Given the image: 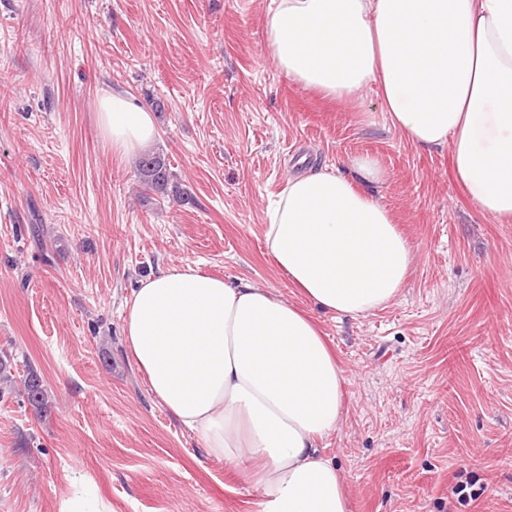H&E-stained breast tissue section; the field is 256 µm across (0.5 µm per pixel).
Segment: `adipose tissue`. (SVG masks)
Listing matches in <instances>:
<instances>
[{"mask_svg":"<svg viewBox=\"0 0 512 512\" xmlns=\"http://www.w3.org/2000/svg\"><path fill=\"white\" fill-rule=\"evenodd\" d=\"M266 40L304 88L359 99L378 86L391 126L413 145L449 148L469 199L512 220V0H271ZM99 122L129 157L155 137L150 112L103 94ZM351 175L288 176L267 212L278 268L320 310L350 317L387 305L413 254L390 210ZM129 350L153 395L206 453L249 468L260 512H350L321 440L345 416V377L316 323L267 289L184 265L141 279L128 304Z\"/></svg>","mask_w":512,"mask_h":512,"instance_id":"adipose-tissue-1","label":"adipose tissue"}]
</instances>
